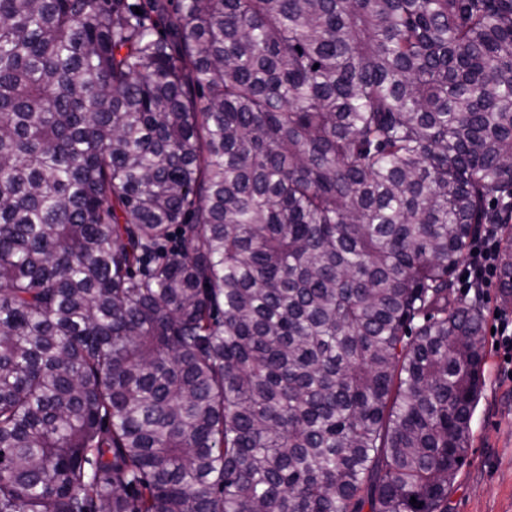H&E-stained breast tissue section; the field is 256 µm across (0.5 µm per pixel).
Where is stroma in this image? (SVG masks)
Masks as SVG:
<instances>
[{
  "mask_svg": "<svg viewBox=\"0 0 512 512\" xmlns=\"http://www.w3.org/2000/svg\"><path fill=\"white\" fill-rule=\"evenodd\" d=\"M486 329L484 385L471 419L465 465L448 497V512H512V365L494 346L495 312L504 308L499 286L480 300Z\"/></svg>",
  "mask_w": 512,
  "mask_h": 512,
  "instance_id": "35a3bbf8",
  "label": "stroma"
}]
</instances>
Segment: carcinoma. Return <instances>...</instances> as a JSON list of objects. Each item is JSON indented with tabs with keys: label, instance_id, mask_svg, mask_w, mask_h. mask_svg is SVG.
<instances>
[{
	"label": "carcinoma",
	"instance_id": "carcinoma-1",
	"mask_svg": "<svg viewBox=\"0 0 512 512\" xmlns=\"http://www.w3.org/2000/svg\"><path fill=\"white\" fill-rule=\"evenodd\" d=\"M511 220L512 0H0V512H448Z\"/></svg>",
	"mask_w": 512,
	"mask_h": 512
}]
</instances>
